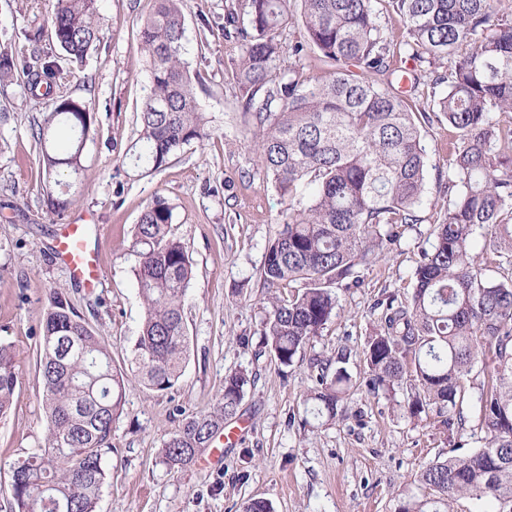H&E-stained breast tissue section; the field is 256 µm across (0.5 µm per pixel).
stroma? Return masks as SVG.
<instances>
[{"mask_svg":"<svg viewBox=\"0 0 512 512\" xmlns=\"http://www.w3.org/2000/svg\"><path fill=\"white\" fill-rule=\"evenodd\" d=\"M52 4L0 0V48L30 52L28 37L39 34L37 46L67 73L59 93L91 104L95 133L85 145L74 205L62 216L50 214L55 185L42 170L34 136L51 102L27 78L0 84V339L12 343L18 373L12 408L0 418V512H15L8 492L13 464L43 446L48 433L36 345L55 291L80 311L127 379L96 512H242L251 499L268 501L274 512H395L400 501L424 497L418 475L426 465L450 449L462 454L483 445L478 391L469 389L463 401V431L447 434L435 412L409 417L402 391L370 394L362 350L377 330L375 303L410 291L448 206L447 122L421 129L428 169L418 223L405 226L375 267L359 269V287H338L335 316L302 360L284 368L263 352L260 336L269 309L261 271L286 204L242 110L240 43L224 35L228 17L246 26L242 0H184L185 59L189 72L202 77L197 100L212 135L150 173L131 147L148 85L139 29L154 0H99L101 38L80 67L70 65L46 23ZM157 197L172 209L170 233L184 244L194 272L184 303L189 354L166 391L145 388L128 371L144 316L131 244ZM86 223L100 227L91 240L102 268L93 289L73 282L54 255L62 225ZM341 355L355 386L344 401L345 419L326 425L306 411L311 366ZM239 370L254 382L222 463L169 469L160 454L164 440L183 415L209 410L225 376Z\"/></svg>","mask_w":512,"mask_h":512,"instance_id":"1","label":"stroma"}]
</instances>
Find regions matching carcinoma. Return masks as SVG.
<instances>
[{
	"label": "carcinoma",
	"mask_w": 512,
	"mask_h": 512,
	"mask_svg": "<svg viewBox=\"0 0 512 512\" xmlns=\"http://www.w3.org/2000/svg\"><path fill=\"white\" fill-rule=\"evenodd\" d=\"M98 0H56L47 18L56 44L81 64L100 41ZM248 27L224 31L241 41L237 80L243 112L258 129L267 176L288 201L286 217L268 246L266 288L294 284L288 298L270 295L263 344L280 367H292L336 314V285L358 268L375 266L400 228L416 224L426 192L427 157L420 125L439 113L454 138L448 146V208L433 230L431 250L414 272L410 296L376 304L379 328L362 351L373 394L406 386L404 407L417 418L446 415L462 428L457 408L476 362L480 428L485 443L468 454L429 463L419 474L423 498L396 512H448L469 496L512 512V11L502 0H245ZM397 15L399 38L378 22L377 4ZM183 0H155L140 39L150 84L133 145L152 172L183 146L211 136L199 111L183 57ZM300 37L283 51L278 31ZM312 50L334 66L310 82L288 68V79L265 90L284 57ZM412 66H446L435 84L446 91L422 102L390 91L395 55ZM44 81L52 110L36 133L46 177L62 188L48 199L59 216L72 204L63 176L82 170L91 132L90 105L55 93L59 70L40 50L15 57L0 51V83L15 74ZM308 189L297 202L300 186ZM172 210L155 200L142 213L132 247L145 314L130 366L154 390L173 388L188 354L184 301L193 266L169 235ZM503 272L491 278L488 272ZM39 368L49 423L46 445L13 467L9 493L18 512H95L112 450V424L126 391L107 347L82 314L53 292L39 341ZM18 382L12 346L0 341V417L12 408ZM251 387L245 370L225 376L211 410L182 420L161 449L163 463L182 469L208 448L236 416ZM354 387L344 366H317L306 395L328 422L345 417L341 402Z\"/></svg>",
	"instance_id": "obj_1"
}]
</instances>
